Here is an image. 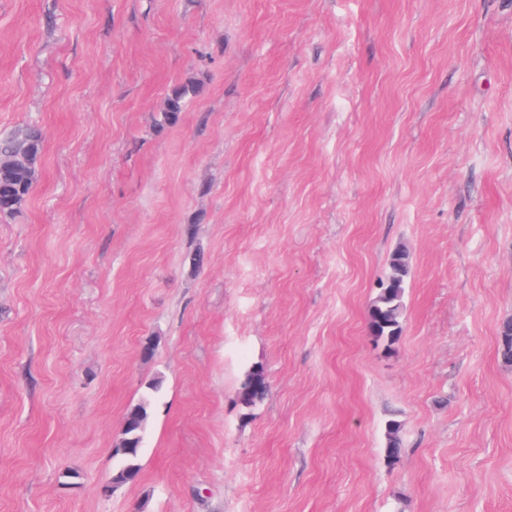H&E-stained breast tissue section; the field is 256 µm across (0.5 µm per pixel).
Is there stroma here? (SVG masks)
I'll return each mask as SVG.
<instances>
[{
  "mask_svg": "<svg viewBox=\"0 0 512 512\" xmlns=\"http://www.w3.org/2000/svg\"><path fill=\"white\" fill-rule=\"evenodd\" d=\"M25 124L0 512H512V0H0V131ZM399 248L389 351L366 317ZM197 93L198 88L193 83H188L175 89L168 98L166 109L163 112L164 123H175L178 119L179 112H182L185 99L189 96H196ZM244 391H249L250 397L243 402V407H255L265 399L269 391V382L262 366L253 365L249 368L241 383L240 393ZM160 388L161 384L158 381L150 384L148 393L127 410L130 420L124 428V434L132 444L133 454H129L127 448H113V456L118 459V464L111 479L113 478V481L118 484L125 485L134 482L140 472L139 460L147 431L149 410ZM401 424L397 420H388L386 423L385 459L390 466L400 462L403 454V442L398 433Z\"/></svg>",
  "mask_w": 512,
  "mask_h": 512,
  "instance_id": "stroma-1",
  "label": "stroma"
}]
</instances>
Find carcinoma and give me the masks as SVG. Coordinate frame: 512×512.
Listing matches in <instances>:
<instances>
[{
    "instance_id": "cac0c4a2",
    "label": "carcinoma",
    "mask_w": 512,
    "mask_h": 512,
    "mask_svg": "<svg viewBox=\"0 0 512 512\" xmlns=\"http://www.w3.org/2000/svg\"><path fill=\"white\" fill-rule=\"evenodd\" d=\"M197 93L198 88L192 83L175 89L163 112L164 123H175L185 99ZM42 149L43 134L36 125L29 124L0 134L1 215L17 212L27 200L39 175ZM409 273V255L402 249L395 250L390 259V274L368 309V331L376 342L388 350L395 348L402 335L403 296ZM498 339L502 359L512 362V320L499 326ZM160 388L158 381L150 384L148 393L127 410L130 420L124 428V434L132 444V452H127L125 448L113 449V456L118 459V464L112 478L118 484L134 482L140 472L139 460L147 431L149 410ZM241 391L250 392L249 400L243 403L245 408H253L265 399L269 382L262 366L253 365L249 368L241 383ZM399 428L400 423L397 420L391 419L386 423L384 453L391 466L400 462L403 454Z\"/></svg>"
}]
</instances>
